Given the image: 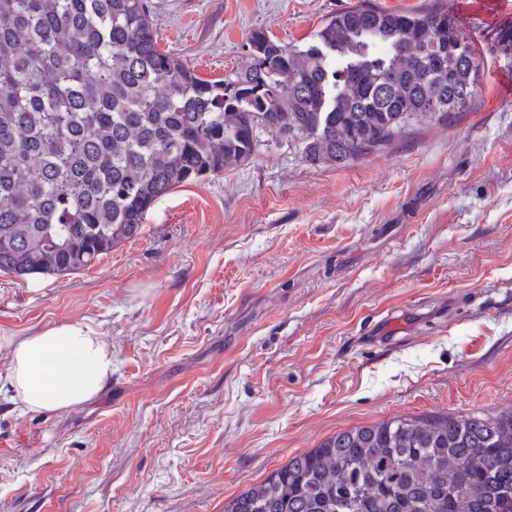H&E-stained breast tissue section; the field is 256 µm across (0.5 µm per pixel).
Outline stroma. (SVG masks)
<instances>
[{
  "label": "stroma",
  "instance_id": "35a3bbf8",
  "mask_svg": "<svg viewBox=\"0 0 512 512\" xmlns=\"http://www.w3.org/2000/svg\"><path fill=\"white\" fill-rule=\"evenodd\" d=\"M355 0H147L163 49L230 77L254 28L304 44ZM475 95L349 165L287 141L170 191L90 268L0 272L9 339L112 344L63 412L0 394V512H224L288 459L393 417L512 412V0H450Z\"/></svg>",
  "mask_w": 512,
  "mask_h": 512
}]
</instances>
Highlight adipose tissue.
<instances>
[{
	"label": "adipose tissue",
	"mask_w": 512,
	"mask_h": 512,
	"mask_svg": "<svg viewBox=\"0 0 512 512\" xmlns=\"http://www.w3.org/2000/svg\"><path fill=\"white\" fill-rule=\"evenodd\" d=\"M111 377V343L84 324L64 323L10 341L0 389L22 411H61L97 396Z\"/></svg>",
	"instance_id": "obj_1"
}]
</instances>
